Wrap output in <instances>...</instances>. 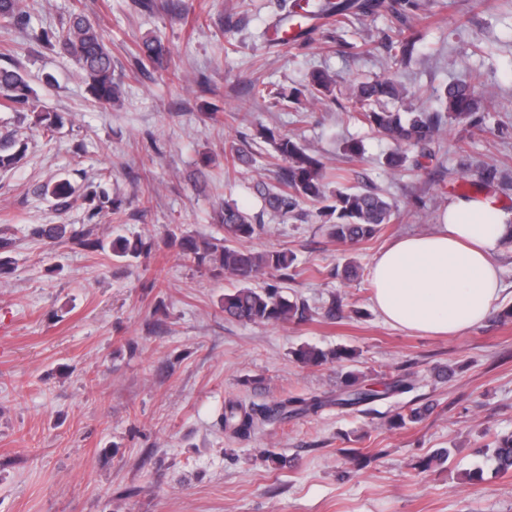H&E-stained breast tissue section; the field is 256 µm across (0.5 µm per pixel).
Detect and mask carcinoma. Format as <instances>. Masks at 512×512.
<instances>
[{"label":"carcinoma","instance_id":"carcinoma-1","mask_svg":"<svg viewBox=\"0 0 512 512\" xmlns=\"http://www.w3.org/2000/svg\"><path fill=\"white\" fill-rule=\"evenodd\" d=\"M422 7L419 0H296L292 13L297 24L304 20H317L326 15L334 17L342 25L360 17L375 16L382 11L401 18L408 9ZM32 14L23 6V0H0V28L6 33L24 32L26 36L50 47L59 48L71 57L85 74L87 91L92 99L103 105L114 103L120 94L121 82L116 78L112 63V52L105 44L96 25L81 13L72 14L55 29L31 28ZM389 62L383 74L370 80H354L346 88L348 98L354 103V118L385 135L395 145L387 156L386 164L392 168L402 167L408 161L407 147L420 146L425 156L432 158L430 145L434 143L441 127L455 121L478 131L483 130L485 116L481 112L480 87L471 81L460 80L446 86L443 92L445 111L428 112L408 105L398 112L389 104L402 103L408 98L404 85L395 79L394 66L412 58L418 52V37L412 29L401 30L397 37H386ZM169 56V48L157 36L146 37L137 45L136 62L141 66H162ZM336 77L321 70L310 73L305 90H297L294 100L307 94L316 104L334 96ZM34 90L27 74L19 67L0 65V106L16 112H32L35 125L44 132H52L63 123V117L46 107L36 110ZM258 137L270 144V158L280 166L278 185L256 184L264 208L282 217L294 213L301 204L316 207L321 221L320 229L336 242L356 243L374 237L392 220L400 218L399 210L393 208L384 197L372 191H354L342 184L345 174L336 175V188L330 189L326 165L320 155L301 144L293 136H284L273 129L263 127ZM25 146L15 137L0 140V172L18 166L24 157ZM250 145L244 141H228L224 147V160L232 167L249 163ZM78 189L63 179L43 187V194L54 198L58 206L65 209L71 204ZM83 200L88 204L90 218L99 215L110 217L121 209V201L110 198L104 189L87 190ZM218 218L228 233L222 242L196 239L182 235L173 237L182 256L198 265H207L236 279L240 286L225 293L221 301L224 315L242 323H288L306 318L305 305L299 304L284 293L283 288L272 285L263 290L248 286L257 273L271 270L279 280L285 282L293 277L294 255L287 251L255 252L245 243L263 229L260 216L253 215L236 204H224ZM30 235L48 244L67 240L84 249H111L119 257L138 258L151 252V245L140 238L130 240L116 236L105 241L94 234V228L76 229L69 224H42L31 228ZM302 364L317 366L329 359L353 358V351L341 348L325 352L315 347H302L295 352ZM412 381L397 375L385 383L383 391L367 387L359 376L348 371L336 395L328 398L320 395L310 397H285L259 411L249 409L239 401H230L224 407V431L231 435H246L252 430L272 421L288 417L316 414L328 405L355 410L368 406L389 395H400L411 391ZM429 411V407H417L409 413L392 415L389 428H402L407 423L417 422ZM494 460L503 473L512 471V435L500 437L494 442Z\"/></svg>","mask_w":512,"mask_h":512}]
</instances>
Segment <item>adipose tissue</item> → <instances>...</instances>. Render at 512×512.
<instances>
[{
    "label": "adipose tissue",
    "instance_id": "ef3b65f1",
    "mask_svg": "<svg viewBox=\"0 0 512 512\" xmlns=\"http://www.w3.org/2000/svg\"><path fill=\"white\" fill-rule=\"evenodd\" d=\"M507 219L492 196L459 197L429 232L394 241L371 269L377 312L395 327L432 336L483 322L502 291L495 256L512 240Z\"/></svg>",
    "mask_w": 512,
    "mask_h": 512
}]
</instances>
